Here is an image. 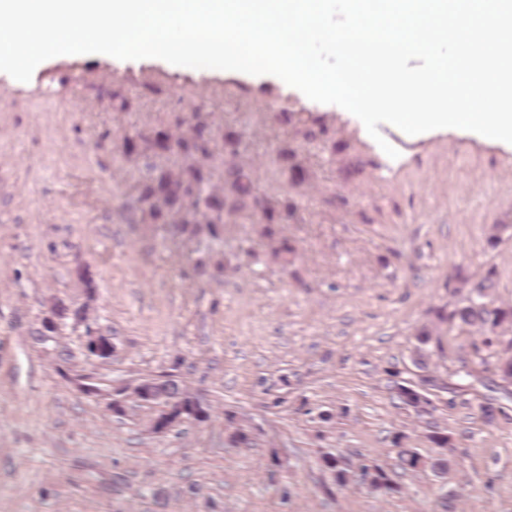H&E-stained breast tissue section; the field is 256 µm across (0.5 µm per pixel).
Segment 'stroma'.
Returning <instances> with one entry per match:
<instances>
[{
  "label": "stroma",
  "mask_w": 512,
  "mask_h": 512,
  "mask_svg": "<svg viewBox=\"0 0 512 512\" xmlns=\"http://www.w3.org/2000/svg\"><path fill=\"white\" fill-rule=\"evenodd\" d=\"M13 85L0 96V512H442L446 484L457 512H512V382L436 317L490 268L495 301L512 304V229L493 230L512 207L511 146L438 129L385 169L339 106L271 75L156 58L54 57ZM197 111L239 135L237 161L263 190L295 204L281 227L292 264L250 210L218 241L140 223V172L119 143ZM285 147L304 181L282 170ZM79 261L96 325L120 348L98 373L175 374L208 403L206 422L157 435L151 408L113 415L59 374L61 352L83 366L84 326L49 342L35 332L52 300H83ZM424 326L437 409L419 418L393 385L418 381ZM229 413L256 427L252 446L232 444ZM402 447L446 455L451 479L427 470L400 476L397 495L325 493L324 454L392 469Z\"/></svg>",
  "instance_id": "1"
}]
</instances>
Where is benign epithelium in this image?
<instances>
[{
	"mask_svg": "<svg viewBox=\"0 0 512 512\" xmlns=\"http://www.w3.org/2000/svg\"><path fill=\"white\" fill-rule=\"evenodd\" d=\"M92 290L85 289V300L81 303L64 302L57 300L49 308V314L41 323L40 339L48 341L59 330L61 321L71 312H79V323L88 324L93 316ZM119 348L112 335L100 328H88L84 340V354L86 361L91 364H105L117 356ZM67 379L82 395L100 399L107 402L109 409L115 414L126 412L127 402L135 400L142 405L156 410L155 416L149 422V429L156 434H163L180 422L177 412L190 410L199 421L209 418L208 405L198 396L190 403L160 389L158 380L153 377H140L133 381L114 385L111 381L101 377L95 370H75L67 375ZM413 397L412 409L420 415H430L436 409L435 402L418 392L417 387L409 388Z\"/></svg>",
	"mask_w": 512,
	"mask_h": 512,
	"instance_id": "7a95c632",
	"label": "benign epithelium"
}]
</instances>
